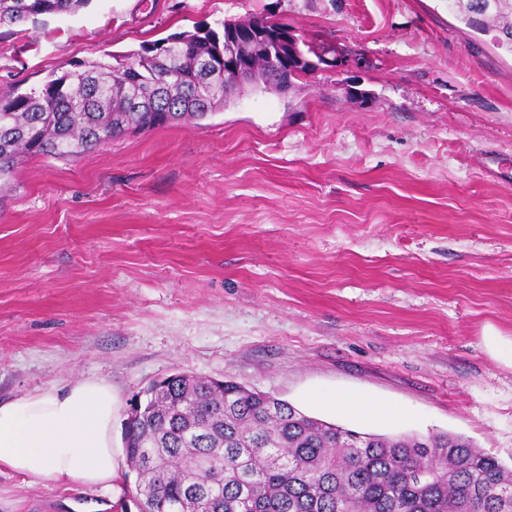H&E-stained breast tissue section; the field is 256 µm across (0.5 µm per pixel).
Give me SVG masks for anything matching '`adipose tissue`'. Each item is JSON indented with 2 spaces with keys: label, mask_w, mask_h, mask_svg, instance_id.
Here are the masks:
<instances>
[{
  "label": "adipose tissue",
  "mask_w": 512,
  "mask_h": 512,
  "mask_svg": "<svg viewBox=\"0 0 512 512\" xmlns=\"http://www.w3.org/2000/svg\"><path fill=\"white\" fill-rule=\"evenodd\" d=\"M116 406L111 383L94 378L0 402V472L114 490L124 464L113 446Z\"/></svg>",
  "instance_id": "obj_1"
}]
</instances>
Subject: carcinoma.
Wrapping results in <instances>:
<instances>
[{"label": "carcinoma", "instance_id": "cac0c4a2", "mask_svg": "<svg viewBox=\"0 0 512 512\" xmlns=\"http://www.w3.org/2000/svg\"><path fill=\"white\" fill-rule=\"evenodd\" d=\"M88 0H0V27L75 13ZM469 29L512 54V0H448ZM242 38L275 31L259 13L236 21ZM271 62L237 53L249 84L310 73L318 48ZM231 53L197 28L138 51L83 62L40 87L0 98V182L22 154L76 156L119 138L221 111L239 86L224 68L199 65ZM229 91H224V87ZM124 451L138 475V512H512V469L460 435L358 433L307 416L231 380L168 377L126 423Z\"/></svg>", "mask_w": 512, "mask_h": 512}]
</instances>
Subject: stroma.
<instances>
[{
    "mask_svg": "<svg viewBox=\"0 0 512 512\" xmlns=\"http://www.w3.org/2000/svg\"><path fill=\"white\" fill-rule=\"evenodd\" d=\"M260 12L335 67L18 162L0 190V401L107 380L119 448L132 399L189 371L357 432L459 434L512 467V367L483 343L512 338V55L446 0H90L0 28V96ZM319 391L396 415L340 417ZM0 498L116 512L120 496L1 472Z\"/></svg>",
    "mask_w": 512,
    "mask_h": 512,
    "instance_id": "1",
    "label": "stroma"
}]
</instances>
